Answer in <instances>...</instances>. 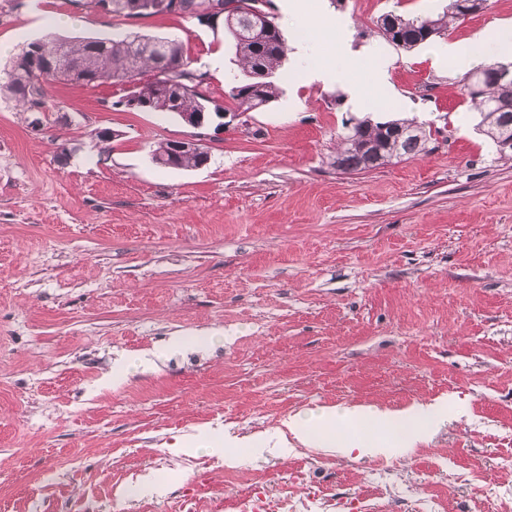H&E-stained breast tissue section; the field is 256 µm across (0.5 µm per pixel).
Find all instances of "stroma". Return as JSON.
Returning <instances> with one entry per match:
<instances>
[{"mask_svg":"<svg viewBox=\"0 0 512 512\" xmlns=\"http://www.w3.org/2000/svg\"><path fill=\"white\" fill-rule=\"evenodd\" d=\"M447 3L303 0L292 13L272 0L284 36L307 29L311 51L243 113L223 24L0 0V71L49 33L171 37L225 109L199 132L209 161L182 170L152 151L197 132L117 108L127 85L58 83L39 114L0 93V512H252L253 493L278 489L352 497L357 512L512 508V159L476 129L467 60L435 56L511 22L512 0L410 50L377 28ZM329 62L363 85L385 69L387 95L354 108L309 78ZM352 117L415 119L428 151L339 171ZM104 128L117 138L100 141ZM174 336L215 342L139 363ZM121 356L132 365L116 378ZM441 399L460 414L389 462L172 450L202 432L273 433L318 406Z\"/></svg>","mask_w":512,"mask_h":512,"instance_id":"stroma-1","label":"stroma"}]
</instances>
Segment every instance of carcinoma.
I'll use <instances>...</instances> for the list:
<instances>
[{
	"label": "carcinoma",
	"instance_id": "1",
	"mask_svg": "<svg viewBox=\"0 0 512 512\" xmlns=\"http://www.w3.org/2000/svg\"><path fill=\"white\" fill-rule=\"evenodd\" d=\"M448 0L445 10L436 16L405 17L393 12L380 16L378 27L393 44L412 49L434 37L448 32L449 25L462 19L456 3ZM207 0H180V8H171V0H143L142 15L169 13L192 17ZM232 38L235 54L243 70V78L234 81L229 96L244 112L259 110L279 94L278 75L288 55V44L277 24L265 33H254L251 20L240 17L234 28H225ZM145 42L134 44L132 38H83L69 40L48 36L27 43L14 60L11 82L0 86L12 94L24 112H44L49 107L48 87L53 82L71 83V73L84 77L88 84L131 85L128 96L138 100L147 112H215L224 107L204 92L190 88L184 92L174 87H163L157 79L144 81L146 71L170 68L177 76L196 75L207 78L206 73L194 68L183 55L180 42L170 49V57L159 59L149 48L158 41L155 36L142 35ZM50 59L56 69L48 73H32L33 65ZM500 62H487L478 66L482 71L481 85L470 96L481 120L477 130L494 144L503 137H512V81H497L491 74ZM427 135L423 126L402 119L384 123L368 118L348 127L336 150V169L355 172L377 168L393 161L407 160L426 152ZM203 159L196 153H184L173 161L172 168L189 170L198 168Z\"/></svg>",
	"mask_w": 512,
	"mask_h": 512
}]
</instances>
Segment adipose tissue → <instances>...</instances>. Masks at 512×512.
<instances>
[{
    "mask_svg": "<svg viewBox=\"0 0 512 512\" xmlns=\"http://www.w3.org/2000/svg\"><path fill=\"white\" fill-rule=\"evenodd\" d=\"M512 55V25L496 24L483 35L468 43L452 42L446 46L449 60L467 57L475 61L488 54ZM443 407L416 404L400 411L383 410L372 405L323 406L311 412L290 417L286 427L288 434L279 440L271 438L224 437L208 442L211 454L223 457L225 463H232L233 449L249 448L255 453H263L266 448L276 447L280 456H288L295 446L322 448L330 452L349 453L345 443L336 439L337 428L374 424L390 430L391 442L382 447L373 440H360L356 446L359 455L393 459L400 457L406 449L425 442L444 417Z\"/></svg>",
    "mask_w": 512,
    "mask_h": 512,
    "instance_id": "ef3b65f1",
    "label": "adipose tissue"
}]
</instances>
